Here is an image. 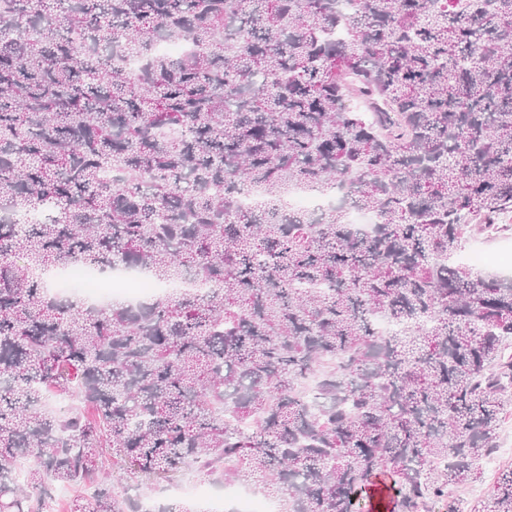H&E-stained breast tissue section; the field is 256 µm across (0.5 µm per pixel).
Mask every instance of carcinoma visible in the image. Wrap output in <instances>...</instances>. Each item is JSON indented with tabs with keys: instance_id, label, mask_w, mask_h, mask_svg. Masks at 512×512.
Returning a JSON list of instances; mask_svg holds the SVG:
<instances>
[{
	"instance_id": "obj_1",
	"label": "carcinoma",
	"mask_w": 512,
	"mask_h": 512,
	"mask_svg": "<svg viewBox=\"0 0 512 512\" xmlns=\"http://www.w3.org/2000/svg\"><path fill=\"white\" fill-rule=\"evenodd\" d=\"M347 5L0 8V512L87 483L70 512H199L136 494L186 471L280 512H359L387 474L391 512H459L512 393V278L456 261L512 212V0ZM74 266L209 290L94 310L50 296ZM477 512H512V470Z\"/></svg>"
}]
</instances>
